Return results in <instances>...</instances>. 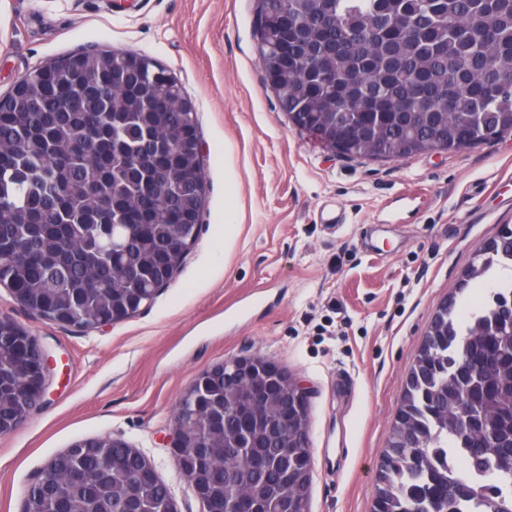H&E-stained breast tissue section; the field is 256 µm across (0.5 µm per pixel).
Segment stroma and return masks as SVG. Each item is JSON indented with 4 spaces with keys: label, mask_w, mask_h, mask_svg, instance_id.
Returning a JSON list of instances; mask_svg holds the SVG:
<instances>
[{
    "label": "stroma",
    "mask_w": 512,
    "mask_h": 512,
    "mask_svg": "<svg viewBox=\"0 0 512 512\" xmlns=\"http://www.w3.org/2000/svg\"><path fill=\"white\" fill-rule=\"evenodd\" d=\"M258 0H0V95L88 47L145 53L197 113L205 201L196 243L151 305L98 329L47 323L0 288V315L57 367L45 397L0 435V512L74 442L120 438L156 467L178 512H202L169 453L190 384L261 354L309 392L310 512H371L415 354L477 248L512 225V134L401 161L349 159L280 112L259 61Z\"/></svg>",
    "instance_id": "35a3bbf8"
}]
</instances>
